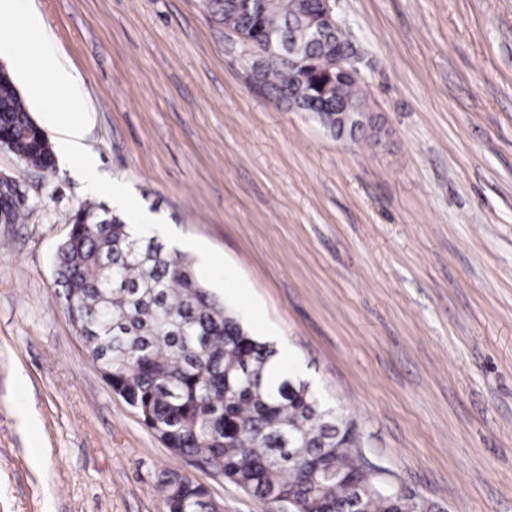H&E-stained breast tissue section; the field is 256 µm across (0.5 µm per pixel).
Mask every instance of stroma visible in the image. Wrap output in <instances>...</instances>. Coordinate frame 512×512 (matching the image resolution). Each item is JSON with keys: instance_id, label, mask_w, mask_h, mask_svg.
Masks as SVG:
<instances>
[{"instance_id": "obj_1", "label": "stroma", "mask_w": 512, "mask_h": 512, "mask_svg": "<svg viewBox=\"0 0 512 512\" xmlns=\"http://www.w3.org/2000/svg\"><path fill=\"white\" fill-rule=\"evenodd\" d=\"M373 128L338 137L249 90L203 0H15L0 64L56 157L0 173V512H164L162 474L223 512L271 504L174 455L107 385L54 283L83 204L157 218L195 277L349 415L428 512H512V0H336ZM72 76L53 87L20 27ZM83 126L84 173L62 126ZM24 192L14 182L12 188L5 186L0 190V218L9 224L20 223L29 210V203Z\"/></svg>"}]
</instances>
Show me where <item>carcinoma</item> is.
<instances>
[{
    "instance_id": "carcinoma-1",
    "label": "carcinoma",
    "mask_w": 512,
    "mask_h": 512,
    "mask_svg": "<svg viewBox=\"0 0 512 512\" xmlns=\"http://www.w3.org/2000/svg\"><path fill=\"white\" fill-rule=\"evenodd\" d=\"M215 21L262 41L288 33L310 49L303 102L327 89L359 96L350 77L328 69L340 32L310 43L301 0H206ZM288 43L277 42L260 71L264 97L288 103ZM336 137L352 134L333 112H317ZM0 134L12 154L50 171L49 141L27 112L8 69H0ZM29 203L18 186L0 190V218L20 223ZM55 255L57 286L72 301L93 358L113 392L177 456H194L253 495L292 500V512H420L361 451L355 422L328 407L311 384L283 366L171 252L102 205L77 210ZM165 512H212L208 490L163 474Z\"/></svg>"
}]
</instances>
